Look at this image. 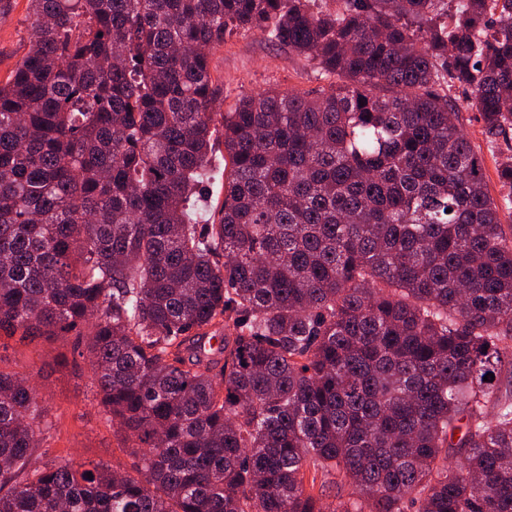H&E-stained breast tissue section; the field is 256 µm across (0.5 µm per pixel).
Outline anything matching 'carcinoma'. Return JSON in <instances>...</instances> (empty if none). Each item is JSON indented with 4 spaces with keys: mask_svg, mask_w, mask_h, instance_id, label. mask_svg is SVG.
Masks as SVG:
<instances>
[{
    "mask_svg": "<svg viewBox=\"0 0 512 512\" xmlns=\"http://www.w3.org/2000/svg\"><path fill=\"white\" fill-rule=\"evenodd\" d=\"M29 2L0 333L75 335L138 461L38 462L48 403L0 368V512H325L330 469L331 512H512V154L496 201L451 95L512 131V0ZM238 31L328 87L215 121L207 49ZM219 151L216 156L215 169L205 181V186L209 192L208 201L202 199L199 202V206L202 210L211 217V220L214 219L215 222H218L220 217L217 210L221 202L224 201V159L223 156L221 157V155H224V146L221 145ZM209 202H211L214 207L213 211H210ZM216 206L217 209H215Z\"/></svg>",
    "mask_w": 512,
    "mask_h": 512,
    "instance_id": "obj_1",
    "label": "carcinoma"
}]
</instances>
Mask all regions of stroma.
I'll list each match as a JSON object with an SVG mask.
<instances>
[{
    "instance_id": "obj_1",
    "label": "stroma",
    "mask_w": 512,
    "mask_h": 512,
    "mask_svg": "<svg viewBox=\"0 0 512 512\" xmlns=\"http://www.w3.org/2000/svg\"><path fill=\"white\" fill-rule=\"evenodd\" d=\"M30 14L28 0H0V81L7 80L28 50ZM210 68L220 89L216 111L228 109L244 95L269 88L282 92L318 90L324 85L309 62L275 41L256 35L233 34L209 52ZM460 106L459 122L484 157L486 188L501 199L505 190L496 171L493 150L507 151L505 142L489 147L483 123L468 94L453 92ZM0 365L27 372L48 400L55 427L40 444V461L60 463L101 462L124 469L133 458L124 449L116 427L107 421L98 404L87 358L74 349L72 337L19 341L0 339Z\"/></svg>"
}]
</instances>
